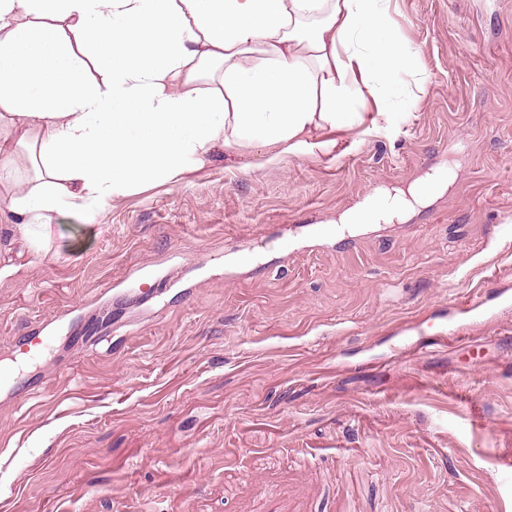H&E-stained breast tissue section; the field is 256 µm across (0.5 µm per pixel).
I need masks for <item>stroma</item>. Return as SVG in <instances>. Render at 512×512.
<instances>
[{"instance_id": "35a3bbf8", "label": "stroma", "mask_w": 512, "mask_h": 512, "mask_svg": "<svg viewBox=\"0 0 512 512\" xmlns=\"http://www.w3.org/2000/svg\"><path fill=\"white\" fill-rule=\"evenodd\" d=\"M391 18L421 56L355 101L380 132L54 215L47 260L0 218V512H512V0ZM441 170L401 219L314 236ZM491 278L506 299L459 313Z\"/></svg>"}]
</instances>
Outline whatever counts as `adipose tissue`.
<instances>
[{"label": "adipose tissue", "mask_w": 512, "mask_h": 512, "mask_svg": "<svg viewBox=\"0 0 512 512\" xmlns=\"http://www.w3.org/2000/svg\"><path fill=\"white\" fill-rule=\"evenodd\" d=\"M417 55L390 0H0V214L39 250L54 214L105 208L221 151L331 154L318 130L361 128L355 99ZM444 182L374 192L341 222L390 221Z\"/></svg>", "instance_id": "obj_1"}]
</instances>
